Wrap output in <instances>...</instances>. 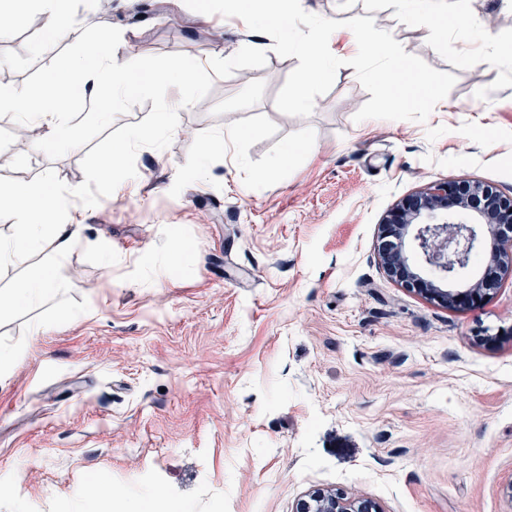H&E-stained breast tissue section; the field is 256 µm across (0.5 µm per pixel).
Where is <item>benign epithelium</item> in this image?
<instances>
[{
	"instance_id": "1",
	"label": "benign epithelium",
	"mask_w": 512,
	"mask_h": 512,
	"mask_svg": "<svg viewBox=\"0 0 512 512\" xmlns=\"http://www.w3.org/2000/svg\"><path fill=\"white\" fill-rule=\"evenodd\" d=\"M490 240L489 259L477 279L466 280L472 254ZM378 259L402 287L455 308L495 289L512 274V196L469 180L434 183L404 198L381 224ZM294 512H381L368 498L316 488Z\"/></svg>"
}]
</instances>
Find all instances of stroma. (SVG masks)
Here are the masks:
<instances>
[{"label":"stroma","mask_w":512,"mask_h":512,"mask_svg":"<svg viewBox=\"0 0 512 512\" xmlns=\"http://www.w3.org/2000/svg\"><path fill=\"white\" fill-rule=\"evenodd\" d=\"M447 2L434 18L411 0L407 21L392 0L302 3L373 18L455 75L423 124L355 121L371 95L347 64L311 116L280 113L298 58L183 0H75L77 29L40 53L38 16L0 35V88L36 96L104 29L142 56L267 52L180 109L126 188L77 206L57 293L0 314V512H108L90 479L151 512H293L313 488L382 512H512V275L449 309L376 251L383 217L432 183L512 195V6ZM44 136L0 109V190L48 169L83 182L85 149L53 160Z\"/></svg>","instance_id":"1"}]
</instances>
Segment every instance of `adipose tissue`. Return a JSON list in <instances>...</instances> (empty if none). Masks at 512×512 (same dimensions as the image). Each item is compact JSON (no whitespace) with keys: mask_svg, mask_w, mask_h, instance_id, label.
I'll list each match as a JSON object with an SVG mask.
<instances>
[{"mask_svg":"<svg viewBox=\"0 0 512 512\" xmlns=\"http://www.w3.org/2000/svg\"><path fill=\"white\" fill-rule=\"evenodd\" d=\"M123 41L122 34L100 32L91 52L67 58L47 77L48 91L41 100H34L22 90L1 87L0 108L12 110L23 121L45 128L48 144L73 143L77 132L67 121L69 101L94 97L113 104L135 96L143 87L142 75L152 69L141 57L120 54ZM0 205L8 207L18 220L17 236L0 241V263H24L30 253L46 245L53 254L52 262L0 290V308L37 305L53 292L54 263L63 259L79 241L80 224L73 217L62 219L66 192L46 178L35 179L0 195Z\"/></svg>","mask_w":512,"mask_h":512,"instance_id":"adipose-tissue-1","label":"adipose tissue"}]
</instances>
